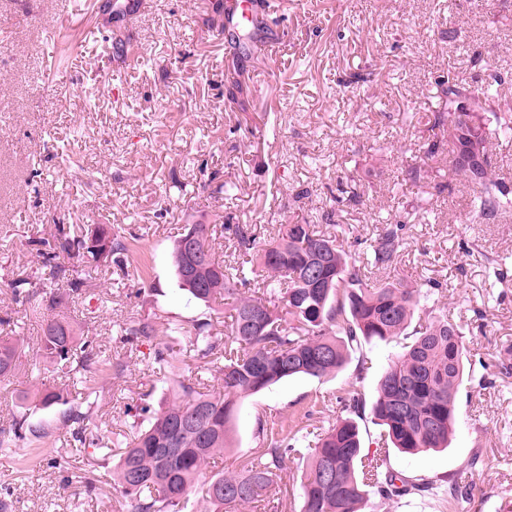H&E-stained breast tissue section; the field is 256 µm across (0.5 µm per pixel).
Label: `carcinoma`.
<instances>
[{
	"label": "carcinoma",
	"mask_w": 512,
	"mask_h": 512,
	"mask_svg": "<svg viewBox=\"0 0 512 512\" xmlns=\"http://www.w3.org/2000/svg\"><path fill=\"white\" fill-rule=\"evenodd\" d=\"M267 30L263 20L247 21L233 35L234 51L259 50L257 33ZM439 109L433 113L431 129L445 134L427 146L426 162L408 172L417 187L416 203L396 207L394 222L381 225L363 249H349L308 221L284 224L277 237L257 248L258 236L248 224H226L224 232L239 252H256L250 270L230 262H218L208 224H192L175 241V274L179 286L204 303L218 297L234 300L227 333L219 338L211 324L195 328L191 347L194 357L204 360L218 373L220 392H201V374L179 381L173 398H160L158 409L143 424L133 420L131 434L116 462L108 470L113 485L133 503L132 512H191L190 494L216 456L226 450L229 427L237 399L255 394L286 378L328 376L346 363L348 351L363 342L404 340L403 351L381 373L377 396L370 408L382 427L380 440L401 452L417 453L448 447L456 423V398L465 380L472 377L468 342L455 320L435 313L427 301L443 293L436 282L427 288H408L401 281L374 278L394 269L406 245V231L420 213L428 212L434 197L451 189L432 177L428 161L448 145L452 171L473 187L469 220L493 224L512 208V188L493 175L490 139L512 140V97L500 92L497 75L473 89L454 78L437 83ZM472 99L476 109L462 112L459 104ZM467 153L484 156V167L475 175L459 158ZM48 239L30 237L27 244L49 269L52 277H66L60 256L114 259L130 265L137 253L136 238L105 225L75 236L63 224ZM83 282L70 281L69 292H49L48 307L63 304L78 292ZM16 301L30 302L47 283L28 278L11 281ZM41 350L59 364L86 369L92 364L123 372L126 366L99 358L90 343L77 336L75 322L66 317L47 319L42 326ZM128 344L152 347L153 372L171 374L176 369L167 340L184 334L176 322L163 323L157 316L128 320L119 325ZM20 337L0 336V382L10 381L19 368ZM361 376L348 383L341 402L353 416L313 434L314 447L298 444L308 435L300 428L261 429L262 448L245 460L241 469L216 474L208 481L202 499L205 512H224V507L242 509L261 502L271 503L272 488L282 463L295 453L306 461L301 484L300 512H364L369 495L393 500L414 491L432 493L431 483L417 484L402 474L376 465L365 469L358 423L365 416L359 393ZM97 404L95 388L86 386L73 403L65 423L80 424ZM51 434L23 416L6 434H0V450L7 452L17 442L46 444ZM79 451L92 452L107 460L111 449L99 438L75 432Z\"/></svg>",
	"instance_id": "obj_1"
}]
</instances>
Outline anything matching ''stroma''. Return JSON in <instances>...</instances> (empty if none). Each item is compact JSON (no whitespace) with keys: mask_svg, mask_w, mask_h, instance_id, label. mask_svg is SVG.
Here are the masks:
<instances>
[{"mask_svg":"<svg viewBox=\"0 0 512 512\" xmlns=\"http://www.w3.org/2000/svg\"><path fill=\"white\" fill-rule=\"evenodd\" d=\"M72 0L69 22L58 0H0V316L23 336L22 372L0 383V429L27 414L52 430L51 461L21 443L0 452V489L13 512H131L102 478L97 457L79 455L63 426L64 404L42 405L36 388L76 381L39 350L42 315L14 301L9 283L39 279L27 246L55 225L80 236L97 224L136 235L140 264L62 256L83 292L66 312L82 335L126 370L90 369L97 406L84 426L118 448L129 434L126 406L157 404L177 388L161 379L117 333L147 314L193 329L224 302L190 299L177 283L176 237L190 224H249L261 243L280 225L329 210L327 230L344 245L374 237L397 202L411 201L407 170L420 164L434 133L427 121L436 82L459 76L478 86L493 72L512 80V0H283L272 18L285 38L275 53L232 55L219 31V0H149L118 23ZM125 41L112 47L113 31ZM242 89L227 99L224 74ZM452 194L419 216L392 278L409 287L431 279L445 292L439 313L467 324L473 354L489 365L512 350V209L493 224L468 220L472 189L437 163ZM357 197L336 203L345 176ZM235 190L225 191V182ZM402 350L398 340L363 344L338 373L279 381L240 398L227 449L209 474L232 471L262 446L259 427L294 414L329 425L342 414L337 396L360 379L366 403L379 375ZM448 449L409 455L381 447L371 417L358 425L363 462L384 461L413 482L455 477V498L415 493L371 499L369 512H498L512 499V374L463 387Z\"/></svg>","mask_w":512,"mask_h":512,"instance_id":"1","label":"stroma"}]
</instances>
